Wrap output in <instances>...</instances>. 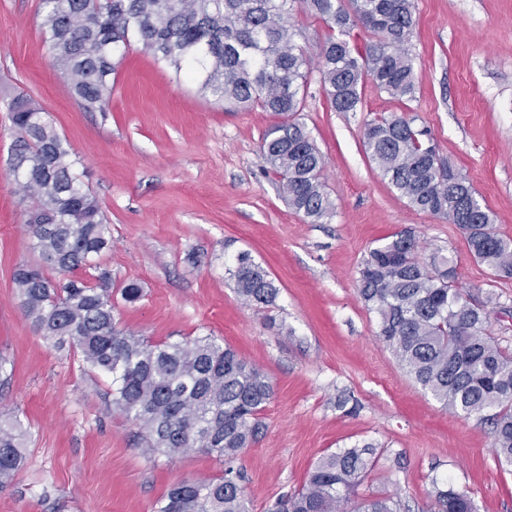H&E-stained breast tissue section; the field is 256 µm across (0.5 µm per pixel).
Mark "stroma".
<instances>
[{
  "mask_svg": "<svg viewBox=\"0 0 512 512\" xmlns=\"http://www.w3.org/2000/svg\"><path fill=\"white\" fill-rule=\"evenodd\" d=\"M417 88L398 100L365 84L356 111L335 112L310 70L298 118L325 157L335 213L314 224L280 196L260 155L274 114L234 112L176 78L139 42L126 49L108 111H84L50 63L41 0H0V411L29 430L27 464L0 488V512H152L182 480L224 465L193 449L147 456L139 427L112 405L111 380L79 350L55 348L26 318L13 285L41 257L9 171L7 104L36 100L75 151L76 171L112 229L101 265L124 332L149 343L211 336L271 380L259 441L241 455L250 512L298 489L322 455L376 447L360 495H394L429 512L437 490L466 491L478 512H512V466L490 426L445 409L377 338L358 295L359 269L382 239L414 231L422 255L452 259L472 298L499 299L488 332L512 347V279L494 278L448 219L411 209L369 160L366 121L403 114L427 128L441 157L472 183L493 229L512 237V0H415ZM249 253L279 288L272 306L241 303L227 273Z\"/></svg>",
  "mask_w": 512,
  "mask_h": 512,
  "instance_id": "obj_1",
  "label": "stroma"
}]
</instances>
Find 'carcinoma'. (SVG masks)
I'll return each instance as SVG.
<instances>
[{"instance_id": "cac0c4a2", "label": "carcinoma", "mask_w": 512, "mask_h": 512, "mask_svg": "<svg viewBox=\"0 0 512 512\" xmlns=\"http://www.w3.org/2000/svg\"><path fill=\"white\" fill-rule=\"evenodd\" d=\"M50 63L88 112H107L121 51L131 40L169 63L176 75L224 109L258 106L282 121L261 139L265 164L278 177L288 206L314 223L334 213L322 181L325 159L297 114L304 108L310 56L294 44L288 19L311 13L339 36L317 54L327 102L354 112L365 79L393 98L414 97L417 75L409 53L413 0H42ZM372 40L360 53L347 36L354 27ZM17 132L13 175L32 200L27 224L42 259L60 273L94 268L112 244L111 227L75 172L76 155L41 105L17 96L8 103ZM364 146L381 175L417 212L444 217L466 236L473 257L496 278H512V238L493 232L489 209L468 179L442 160L427 130L404 116L368 121ZM239 300L273 304L279 288L247 253L229 271ZM108 275L62 283L40 266L13 275L25 315L55 347L80 350L93 369L112 377V404L141 430L144 451L173 456L196 448L224 462L218 478L173 485L153 512H249L235 466L258 440L260 413L273 395L266 374L210 336L152 345L118 329ZM359 296L378 316L380 341L406 373L444 408L492 425V448L512 465V348L486 334L496 295L472 301L458 286L456 267L439 254L420 256L409 230L370 249L359 270ZM27 429L0 413V487L25 463ZM366 443L322 456L302 487L272 512H402L391 496L355 499L374 467ZM433 512H477L471 496L437 490Z\"/></svg>"}]
</instances>
